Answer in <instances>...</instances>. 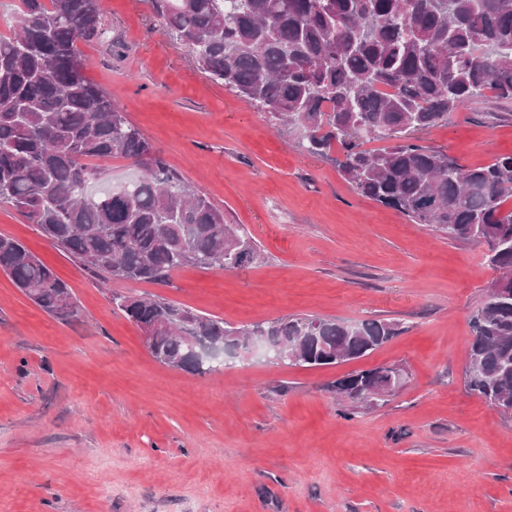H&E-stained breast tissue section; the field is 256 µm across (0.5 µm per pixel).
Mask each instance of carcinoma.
I'll list each match as a JSON object with an SVG mask.
<instances>
[{
	"label": "carcinoma",
	"mask_w": 512,
	"mask_h": 512,
	"mask_svg": "<svg viewBox=\"0 0 512 512\" xmlns=\"http://www.w3.org/2000/svg\"><path fill=\"white\" fill-rule=\"evenodd\" d=\"M165 27L193 47L210 79L295 132L354 190L450 239L485 245L501 293L472 317L467 390L512 414V154L466 167L412 134L448 123L466 104L512 100V0H149ZM101 0H19L0 33V203L53 245L107 279L171 284L185 266L239 269L259 255L254 238L167 166L127 112L85 76L77 42L103 40ZM379 141L382 146L368 148ZM124 158L135 181L90 195L99 161ZM0 271L35 305L67 320L78 309L65 281L22 242L0 236ZM112 303L141 329L160 363L213 371L183 331L231 344L269 336L298 347L291 366L358 360L388 342L393 324L360 329L313 315L237 327L137 294ZM390 366L337 379L352 403L386 386Z\"/></svg>",
	"instance_id": "1"
}]
</instances>
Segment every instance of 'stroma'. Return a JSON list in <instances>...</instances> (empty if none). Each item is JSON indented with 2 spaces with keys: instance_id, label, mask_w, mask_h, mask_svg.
Returning a JSON list of instances; mask_svg holds the SVG:
<instances>
[{
  "instance_id": "35a3bbf8",
  "label": "stroma",
  "mask_w": 512,
  "mask_h": 512,
  "mask_svg": "<svg viewBox=\"0 0 512 512\" xmlns=\"http://www.w3.org/2000/svg\"><path fill=\"white\" fill-rule=\"evenodd\" d=\"M86 76L262 260L184 267L169 286L103 281L0 203V235L71 288L76 317L0 272V512H512V418L468 393L470 320L498 272L472 239L358 195L333 157L213 83L148 0H102ZM419 142L464 166L512 154V103L486 97ZM235 326L310 314L397 333L322 368L255 355L198 375L158 362L112 293ZM398 366V393L343 417L330 386Z\"/></svg>"
}]
</instances>
